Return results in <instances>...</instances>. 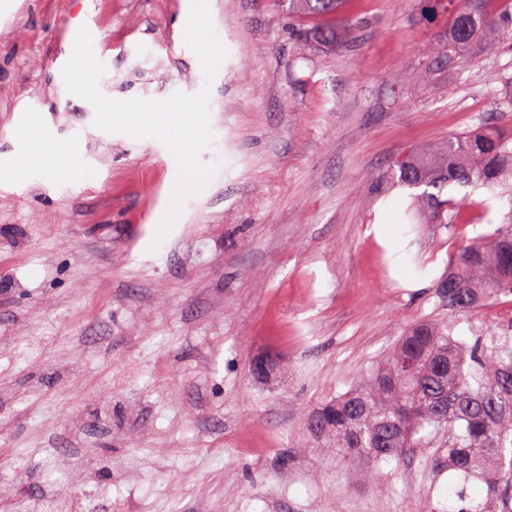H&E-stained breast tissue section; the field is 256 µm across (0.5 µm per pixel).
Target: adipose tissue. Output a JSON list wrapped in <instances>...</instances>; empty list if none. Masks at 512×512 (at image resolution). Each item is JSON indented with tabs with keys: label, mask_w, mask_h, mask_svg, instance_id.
<instances>
[{
	"label": "adipose tissue",
	"mask_w": 512,
	"mask_h": 512,
	"mask_svg": "<svg viewBox=\"0 0 512 512\" xmlns=\"http://www.w3.org/2000/svg\"><path fill=\"white\" fill-rule=\"evenodd\" d=\"M24 134L30 147L18 154L9 165L0 167L1 180H11L32 171L50 179L90 180L89 170L78 163L76 153L67 148L47 150L44 132L38 123H31Z\"/></svg>",
	"instance_id": "1"
}]
</instances>
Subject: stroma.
I'll return each mask as SVG.
<instances>
[{"label": "stroma", "instance_id": "stroma-1", "mask_svg": "<svg viewBox=\"0 0 512 512\" xmlns=\"http://www.w3.org/2000/svg\"><path fill=\"white\" fill-rule=\"evenodd\" d=\"M228 55L206 83L182 0H0V166L39 118L93 171L0 180V512L52 489L80 512H408L448 497L439 448L372 464L315 447L310 415L374 370L458 245L412 215L390 167L483 127L512 137V49L434 54L449 18L421 0H352L335 48L288 0H208ZM94 17L108 97L210 86L220 169L155 242L176 162L110 134L67 92L66 23ZM486 202L471 239L512 216V176L448 186Z\"/></svg>", "mask_w": 512, "mask_h": 512}]
</instances>
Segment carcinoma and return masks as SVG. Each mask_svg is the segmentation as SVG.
<instances>
[{
	"instance_id": "1",
	"label": "carcinoma",
	"mask_w": 512,
	"mask_h": 512,
	"mask_svg": "<svg viewBox=\"0 0 512 512\" xmlns=\"http://www.w3.org/2000/svg\"><path fill=\"white\" fill-rule=\"evenodd\" d=\"M297 16L312 20L318 41L339 39L336 15L346 0H290ZM452 13L443 52L455 54L479 38L497 34L512 44V0H448ZM512 171V146L492 128L455 134L430 155L412 151L391 168L397 183L425 190L417 197L432 224L448 225V213L467 223L482 203L462 207L442 198L451 184H497ZM512 222L469 241L450 259L448 274L435 284L448 310L469 314L512 295ZM455 323L423 320L409 328L388 359L359 388L336 397L310 418L342 456L364 453L375 463L445 437L448 507L432 499L414 501L413 512H512V322L471 340L454 338ZM476 480L487 491L472 488Z\"/></svg>"
}]
</instances>
